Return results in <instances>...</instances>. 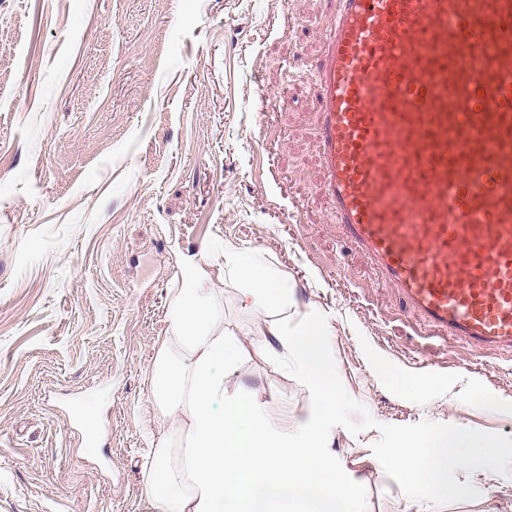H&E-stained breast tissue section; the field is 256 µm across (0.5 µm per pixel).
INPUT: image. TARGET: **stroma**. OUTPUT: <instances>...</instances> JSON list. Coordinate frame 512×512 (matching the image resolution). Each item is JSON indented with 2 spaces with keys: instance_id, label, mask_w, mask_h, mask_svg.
Masks as SVG:
<instances>
[{
  "instance_id": "1",
  "label": "stroma",
  "mask_w": 512,
  "mask_h": 512,
  "mask_svg": "<svg viewBox=\"0 0 512 512\" xmlns=\"http://www.w3.org/2000/svg\"><path fill=\"white\" fill-rule=\"evenodd\" d=\"M332 17L331 0H0V512H153L149 449L173 422L149 377L183 267L221 293L226 335L254 321L228 247L287 281L289 326L328 322L377 421L512 437V357L418 335L332 221L309 79ZM229 389L291 425L318 404L255 349ZM378 437L328 440L367 512H435L387 476ZM455 477L480 496L442 512H512V478Z\"/></svg>"
}]
</instances>
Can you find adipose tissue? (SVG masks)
<instances>
[{
  "mask_svg": "<svg viewBox=\"0 0 512 512\" xmlns=\"http://www.w3.org/2000/svg\"><path fill=\"white\" fill-rule=\"evenodd\" d=\"M224 263L248 285L245 308L258 314L249 335L267 351L280 343L284 360L316 385L319 406L291 430L269 405L243 392L228 395L244 346L224 336L219 292L197 265L186 266L150 372L156 410L175 418L181 433L177 443L163 440L152 450L154 512H360L359 486L337 482L313 451L338 412L326 324L308 318L289 329L288 285L260 252L228 255Z\"/></svg>",
  "mask_w": 512,
  "mask_h": 512,
  "instance_id": "1",
  "label": "adipose tissue"
}]
</instances>
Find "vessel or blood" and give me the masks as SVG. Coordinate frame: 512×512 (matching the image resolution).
Instances as JSON below:
<instances>
[{
    "label": "vessel or blood",
    "mask_w": 512,
    "mask_h": 512,
    "mask_svg": "<svg viewBox=\"0 0 512 512\" xmlns=\"http://www.w3.org/2000/svg\"><path fill=\"white\" fill-rule=\"evenodd\" d=\"M322 191L427 336L512 355V0H332Z\"/></svg>",
    "instance_id": "obj_1"
}]
</instances>
